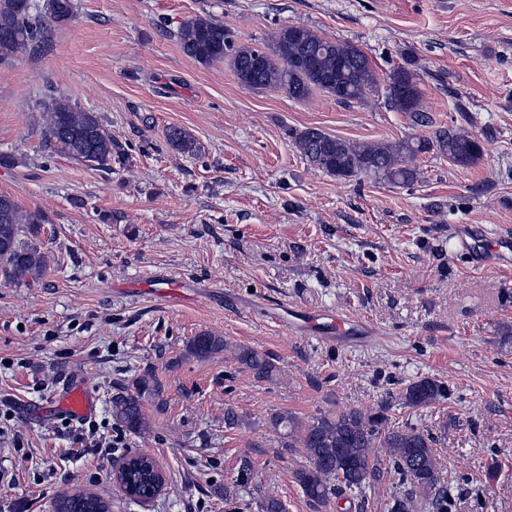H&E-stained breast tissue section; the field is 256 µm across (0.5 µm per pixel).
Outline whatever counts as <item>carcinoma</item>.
I'll return each mask as SVG.
<instances>
[{"label": "carcinoma", "instance_id": "cac0c4a2", "mask_svg": "<svg viewBox=\"0 0 512 512\" xmlns=\"http://www.w3.org/2000/svg\"><path fill=\"white\" fill-rule=\"evenodd\" d=\"M75 16L73 0H45L39 7L31 0H0V63L29 53L41 44L52 28L68 23ZM177 42L189 58L208 65L229 59L233 72L246 89H279L302 100L312 89H321L341 103L362 99L373 91L377 77L368 56L357 46L331 41L303 27L278 31L272 52L239 46L224 22L212 15H196L179 26ZM405 60L389 76L388 98L400 112H418L420 92L413 69ZM41 124L47 142L67 155L110 169L125 162L126 153L112 141L99 116L54 97L45 104ZM300 154L313 167L339 179L374 175L394 186H407L417 180V158L438 149L454 162L471 166L483 157L481 143L472 136L451 131L435 139L405 138L395 141L350 142L316 128L293 133ZM165 140L182 155H195L200 144L188 130L171 126ZM45 223L42 212L24 209L18 201L0 193V280L20 283L41 278L47 269V256L32 237ZM224 350V339L203 334L193 339L188 352L206 358ZM235 359L243 367L265 378L274 364L251 348L240 346ZM148 390L142 382L139 394L113 401L116 417L132 433L148 429L141 406V394ZM445 386L423 379L410 383L401 394L409 407H429L445 398ZM389 405L372 409H346L324 413L309 423L290 413L278 414L272 423L288 435V447L305 450L308 467L296 473L305 495L314 503L327 506L341 489H360L375 482L381 474L380 449L407 486L404 496L394 498L389 512H410L413 498L429 501L432 512H449L448 490L441 485L437 464V440L408 424L396 425L387 415ZM57 512H112L108 500L88 492H73L56 502Z\"/></svg>", "mask_w": 512, "mask_h": 512}]
</instances>
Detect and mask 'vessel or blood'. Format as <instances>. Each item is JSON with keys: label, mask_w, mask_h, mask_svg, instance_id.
<instances>
[{"label": "vessel or blood", "mask_w": 512, "mask_h": 512, "mask_svg": "<svg viewBox=\"0 0 512 512\" xmlns=\"http://www.w3.org/2000/svg\"><path fill=\"white\" fill-rule=\"evenodd\" d=\"M450 232L459 247L471 256L475 267L512 265V234L490 238L485 236L482 226L475 224H457L451 226ZM269 314L275 322L328 343L350 339L363 328L362 322L347 319L333 311L276 306L270 309ZM95 409V393L81 381L72 380L45 406L44 411L65 416L76 423L90 417Z\"/></svg>", "instance_id": "obj_1"}]
</instances>
